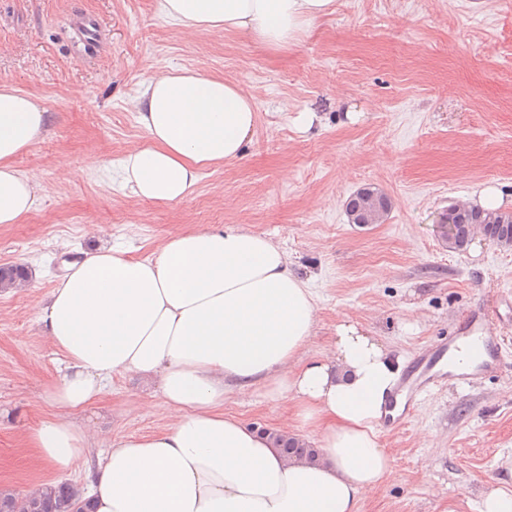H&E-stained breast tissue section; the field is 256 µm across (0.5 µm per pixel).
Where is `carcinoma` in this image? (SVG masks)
I'll list each match as a JSON object with an SVG mask.
<instances>
[{
  "mask_svg": "<svg viewBox=\"0 0 512 512\" xmlns=\"http://www.w3.org/2000/svg\"><path fill=\"white\" fill-rule=\"evenodd\" d=\"M346 207L359 212L367 220L373 211V203L358 194L349 197ZM448 221L454 233L448 248L463 250L472 238L473 228L478 226L485 237L494 245L503 249H512V211H479L472 213L457 207L448 210ZM282 454L288 458L312 460L316 457V449L305 446L297 440L277 439ZM81 501V495L69 483H58L44 486L36 490L16 492L9 489L0 490V512H65V504L69 501Z\"/></svg>",
  "mask_w": 512,
  "mask_h": 512,
  "instance_id": "1",
  "label": "carcinoma"
}]
</instances>
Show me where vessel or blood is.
I'll return each mask as SVG.
<instances>
[{
	"label": "vessel or blood",
	"instance_id": "1",
	"mask_svg": "<svg viewBox=\"0 0 512 512\" xmlns=\"http://www.w3.org/2000/svg\"><path fill=\"white\" fill-rule=\"evenodd\" d=\"M498 312V302L483 301L470 312L457 331L436 343L431 350L418 353L411 359L402 377V387L408 398L400 416L385 417L387 429L399 428L411 416L419 396L435 390L442 380L468 385L500 368L503 336L496 326ZM462 344L470 352L471 366L445 370L446 358L453 356Z\"/></svg>",
	"mask_w": 512,
	"mask_h": 512
}]
</instances>
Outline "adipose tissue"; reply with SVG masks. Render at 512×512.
<instances>
[{
	"instance_id": "1",
	"label": "adipose tissue",
	"mask_w": 512,
	"mask_h": 512,
	"mask_svg": "<svg viewBox=\"0 0 512 512\" xmlns=\"http://www.w3.org/2000/svg\"><path fill=\"white\" fill-rule=\"evenodd\" d=\"M334 0H161L188 31H232L271 50L294 43ZM141 145L117 174L132 196L185 199L203 168L239 159L256 130L252 96L223 76L183 69L147 79L135 100ZM34 96L0 84V225L18 224L42 188L14 165L44 135ZM311 288L267 235L234 226L168 237L154 258L104 245L67 263L37 321L65 365L46 399L54 414L25 435L38 463L66 471L102 448L93 512H359L394 475L380 444L402 360L357 324L336 328L328 356H307ZM151 382L164 430L115 440L70 420L117 375ZM264 389L291 408L315 461L286 458L268 433L224 412L228 393Z\"/></svg>"
}]
</instances>
